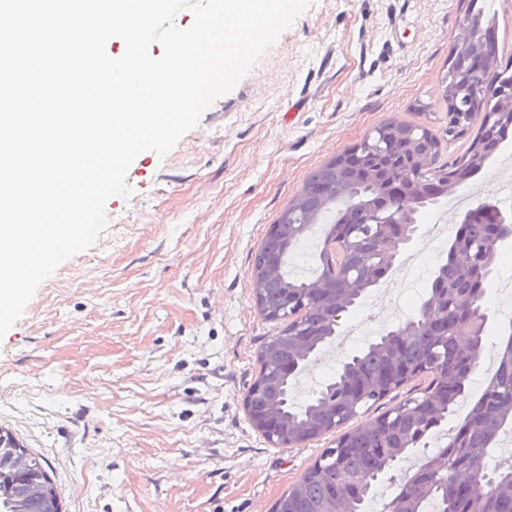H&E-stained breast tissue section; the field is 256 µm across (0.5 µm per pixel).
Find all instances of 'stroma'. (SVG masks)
Returning a JSON list of instances; mask_svg holds the SVG:
<instances>
[{
  "label": "stroma",
  "instance_id": "obj_1",
  "mask_svg": "<svg viewBox=\"0 0 512 512\" xmlns=\"http://www.w3.org/2000/svg\"><path fill=\"white\" fill-rule=\"evenodd\" d=\"M462 0H316L252 70L206 109L166 156L141 153L130 197L106 203L108 225L63 261L0 340V428L37 454L66 512H272L331 447L270 445L244 398L279 323L257 311L251 273L271 224L328 159L387 122L443 136L439 98L460 32ZM512 135L462 183L475 201L512 183ZM447 198L416 215L400 256L429 264L400 303L418 315L458 228ZM484 298L483 344L508 324L512 239L501 243ZM370 297L344 313L339 355L315 368L324 386L379 333L347 337Z\"/></svg>",
  "mask_w": 512,
  "mask_h": 512
}]
</instances>
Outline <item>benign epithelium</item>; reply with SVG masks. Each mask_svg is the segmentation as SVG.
Here are the masks:
<instances>
[{"mask_svg":"<svg viewBox=\"0 0 512 512\" xmlns=\"http://www.w3.org/2000/svg\"><path fill=\"white\" fill-rule=\"evenodd\" d=\"M459 54L466 58V64L459 68L448 64V73L442 82V92L454 107V111L448 113V136L465 135L475 124L478 130L469 151L457 164L453 181L448 185L450 189L484 168L490 158L489 144L496 141L501 127L512 126V86L499 89L495 112H484L473 104L474 99L484 93L497 77L498 58L497 53L486 45L484 32L470 11L465 12L452 56ZM390 131L401 139L403 152L400 154L392 151ZM364 140L365 149L357 159L364 171L366 190H361L359 182L346 172L350 151L346 150L325 163L326 169L337 171L336 177L326 187L328 200L343 203L347 212H357V224L370 227L372 248L365 254L363 267L351 266L344 260L360 244L356 224L345 221L328 236L327 252L336 256L337 261L329 262L326 275L304 288L288 289L279 299L269 300L261 294L264 280L280 276L279 256L259 255L255 259L252 282L256 308L265 318L283 324L282 333L287 336L298 359L297 370L308 361L320 336L336 333L340 313L333 312L325 317L324 310L344 300L361 298L391 271L399 246L409 243L417 230L416 214L429 200L427 186L438 181L439 169L434 158L440 148V140L429 129L391 123L378 132L368 134ZM281 217L300 236L309 230L313 222L312 215L296 201L288 203ZM472 224L491 226L490 233L480 243L475 242L469 233ZM508 238H512V212L502 210L493 201L479 202L462 217L455 237L448 244L446 258L458 269L459 282L454 287L449 286L441 268H436L433 290L423 305L421 315L393 331L395 336H435L437 352L434 359L418 368L395 362L393 370L381 381L378 394L385 398L421 376H429L431 380L419 389V395L410 394L374 417L376 426L396 434L401 429V418L414 414L435 420L437 409L448 407V399L444 396L448 387V345L463 350L473 361L480 357L481 345L465 342L463 338L470 335L475 321H488V315H480L474 298L491 275L497 244ZM258 360L272 375L280 373L274 348L261 351ZM263 386L260 379L253 384L245 396L244 408L252 427L269 444L278 448L300 447L313 440V435H321L327 427L332 431L341 429L351 418L359 416L366 406V395L350 394L341 402L323 406L321 423L306 433H298L283 416L279 404L272 403L260 410L249 407L253 392ZM427 470L434 479L450 470L459 477L458 485L475 486L487 495L495 493L498 488L497 483L482 475L480 467L466 462L454 467L447 455L430 458Z\"/></svg>","mask_w":512,"mask_h":512,"instance_id":"obj_1","label":"benign epithelium"}]
</instances>
